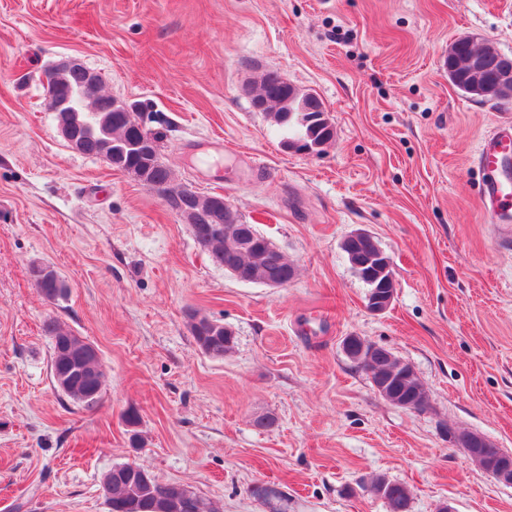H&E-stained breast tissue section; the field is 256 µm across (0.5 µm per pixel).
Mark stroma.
Returning <instances> with one entry per match:
<instances>
[{"mask_svg":"<svg viewBox=\"0 0 512 512\" xmlns=\"http://www.w3.org/2000/svg\"><path fill=\"white\" fill-rule=\"evenodd\" d=\"M472 34L512 58V0H0V512H108L123 463L219 512H388L376 476L409 512H512V485L448 436L512 452V235L478 163L512 107L449 81L448 47ZM68 58L151 104L177 180L258 225L297 268L288 286L215 267L149 186L69 148L43 81ZM268 69L321 100L329 144H284L253 104ZM357 231L392 260L379 314L342 249ZM38 264L63 297H43ZM193 313L232 330L229 354L198 348ZM49 319L98 348L95 405L54 387ZM348 336L411 365L428 408L381 397ZM369 490L385 500L389 512H409L410 492L406 486L377 476L371 480Z\"/></svg>","mask_w":512,"mask_h":512,"instance_id":"stroma-1","label":"stroma"}]
</instances>
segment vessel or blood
Instances as JSON below:
<instances>
[{
  "label": "vessel or blood",
  "instance_id": "vessel-or-blood-1",
  "mask_svg": "<svg viewBox=\"0 0 512 512\" xmlns=\"http://www.w3.org/2000/svg\"><path fill=\"white\" fill-rule=\"evenodd\" d=\"M512 154V124L498 126L485 136L479 148L481 196L497 216L501 230L512 229V180L502 169L504 157Z\"/></svg>",
  "mask_w": 512,
  "mask_h": 512
}]
</instances>
